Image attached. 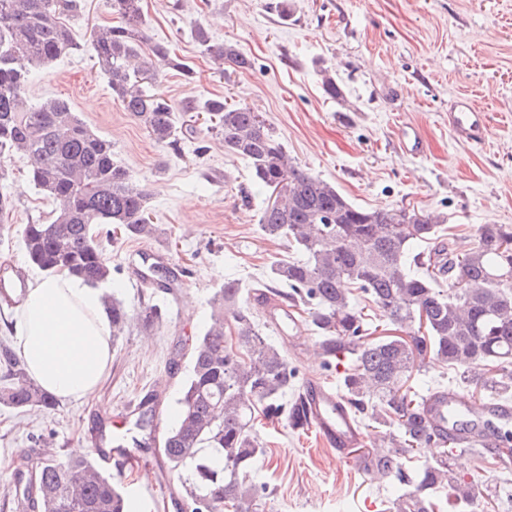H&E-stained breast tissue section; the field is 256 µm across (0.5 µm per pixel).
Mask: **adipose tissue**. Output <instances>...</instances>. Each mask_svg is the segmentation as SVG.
<instances>
[{"label":"adipose tissue","mask_w":512,"mask_h":512,"mask_svg":"<svg viewBox=\"0 0 512 512\" xmlns=\"http://www.w3.org/2000/svg\"><path fill=\"white\" fill-rule=\"evenodd\" d=\"M16 354L57 399L92 395L112 366V321L102 289L65 272L31 277L13 319Z\"/></svg>","instance_id":"obj_1"}]
</instances>
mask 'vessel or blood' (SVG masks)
Listing matches in <instances>:
<instances>
[{
    "label": "vessel or blood",
    "mask_w": 512,
    "mask_h": 512,
    "mask_svg": "<svg viewBox=\"0 0 512 512\" xmlns=\"http://www.w3.org/2000/svg\"><path fill=\"white\" fill-rule=\"evenodd\" d=\"M448 129L459 142L483 141L488 133L486 115L466 97L452 100L448 108ZM305 403L309 427L341 460H350L356 449L364 447L367 438L359 424L347 412L339 394L324 383L313 380L307 385ZM426 411L437 427H445L449 415L459 422L477 424V431L460 435L459 443H475L494 448L498 438L491 427L493 419L512 416V404L474 401L458 391L436 394L426 401Z\"/></svg>",
    "instance_id": "1"
}]
</instances>
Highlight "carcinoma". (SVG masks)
Here are the masks:
<instances>
[{
    "label": "carcinoma",
    "instance_id": "carcinoma-1",
    "mask_svg": "<svg viewBox=\"0 0 512 512\" xmlns=\"http://www.w3.org/2000/svg\"><path fill=\"white\" fill-rule=\"evenodd\" d=\"M14 21L0 20V154L15 151L30 162L34 186L56 203L48 223L27 224L22 236L29 263L46 273L66 271L97 286L112 280L110 266L88 225L87 215L115 224L128 238L153 234L148 192L132 182L112 154V144L73 112L70 103L29 100L37 70L76 49L69 19L78 0H0ZM123 25L93 33L91 48L112 97L159 144L177 149L179 135L170 101L152 85L151 57H166L160 43L141 30L142 0H112ZM196 41L212 58L249 70L252 58L232 44L212 43L198 26ZM209 129L229 154L248 161L253 181L268 192L259 224L263 233L299 251L303 258L277 260L263 283L273 301L304 314L327 364L354 357L342 373L344 399L356 421L378 430L373 441L374 475L393 476L404 488L396 512H435L433 494L448 487L457 503L474 499L471 484L449 464L455 442L423 466H409L417 448L432 442L423 410L425 396L448 391L426 385V395L403 389L413 371L438 361L460 371L490 394L512 399V225L486 224L471 245L441 240L444 217L421 209H365L336 186L301 168L266 120L246 106L221 98L205 101ZM13 205L6 171L0 168V215ZM436 242L428 252L419 243ZM363 296L395 327L394 336L362 341L372 320L358 306ZM112 339L133 320L146 332L160 327L157 304L133 315L111 301ZM210 322L198 337L176 420L162 454L181 488L182 512H251L266 490L257 479L265 451L255 427L257 414L283 415L294 432L308 429L302 388L288 363L285 341L266 335V322L236 281L209 299ZM0 406L21 412L56 407L0 343ZM483 367L480 378L473 368ZM158 394L137 407L131 427L108 444L137 448L151 439ZM43 452L16 469L10 504L14 512H127L124 487L92 456L62 458L43 435Z\"/></svg>",
    "mask_w": 512,
    "mask_h": 512
}]
</instances>
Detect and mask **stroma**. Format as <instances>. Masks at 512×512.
Masks as SVG:
<instances>
[{
    "label": "stroma",
    "mask_w": 512,
    "mask_h": 512,
    "mask_svg": "<svg viewBox=\"0 0 512 512\" xmlns=\"http://www.w3.org/2000/svg\"><path fill=\"white\" fill-rule=\"evenodd\" d=\"M144 12L146 35L167 45L172 58L156 64L155 78L182 128L179 151L155 143L123 111L93 60V31L120 23L110 0H81L69 22L76 50L40 70L31 98L67 99L148 189L153 238L129 239L108 224L91 231L112 268L117 298L133 313L159 304L166 320L149 335L129 327L116 342L108 377L88 398L58 403L48 413L0 408V501L20 454L38 449L34 432L49 434L61 454L78 443L93 454L97 423L116 421L158 389L166 404L155 436L163 438L208 321L210 295L232 279L253 287L272 261L291 257L286 244L261 231L266 191L254 184L248 163L208 131L201 110L206 99L259 112L291 157L355 205L438 212L449 233L468 242L481 225H512V0H292L286 15L279 0H144ZM199 25L213 42L250 54L252 69L211 58L194 38ZM326 68L341 98L325 93ZM460 93L487 113L485 142L451 138L448 104ZM404 124L419 128L426 154L401 147ZM5 166L15 207L0 223V265L26 276L33 268L22 229L45 222L55 204L30 182L26 157L11 154ZM314 344L305 330L288 349L299 382L337 385L341 367L313 358ZM256 429L265 448L260 479L267 493L252 512H393L390 489L340 461L314 431H291L282 418L258 419ZM490 458L487 451L456 454V476L480 487L465 509L438 489L437 512H512V468ZM113 478L127 492H140L132 512H155L171 475L156 454L144 453L136 467H122Z\"/></svg>",
    "instance_id": "35a3bbf8"
}]
</instances>
